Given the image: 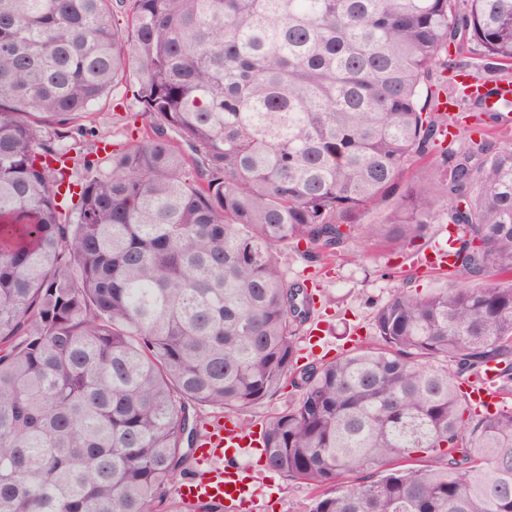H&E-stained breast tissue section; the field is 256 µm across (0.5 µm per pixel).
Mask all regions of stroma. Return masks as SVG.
<instances>
[{"mask_svg": "<svg viewBox=\"0 0 512 512\" xmlns=\"http://www.w3.org/2000/svg\"><path fill=\"white\" fill-rule=\"evenodd\" d=\"M136 108L129 86H119L89 117L70 129L73 138L85 147L86 158L97 171L106 173L108 163L98 162L95 146L99 140L118 145L131 144L130 130ZM289 278L306 280L319 307V334L323 348L311 349L307 333H300L297 346L306 361L317 362L326 352H339L351 341H376L373 317L393 294L403 289L427 292L446 286L448 275L432 273L414 263L412 254L395 255L378 245L352 239L334 256L311 262L302 252L289 251L284 260ZM236 464L253 471V489L260 512H298L313 497L312 485L259 465L252 452L241 453Z\"/></svg>", "mask_w": 512, "mask_h": 512, "instance_id": "stroma-1", "label": "stroma"}]
</instances>
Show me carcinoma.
<instances>
[{
	"label": "carcinoma",
	"instance_id": "cac0c4a2",
	"mask_svg": "<svg viewBox=\"0 0 512 512\" xmlns=\"http://www.w3.org/2000/svg\"><path fill=\"white\" fill-rule=\"evenodd\" d=\"M127 18L0 0V512H170L200 410L288 385L262 448L316 489L301 512H512V108L448 80L512 64V0H128ZM123 82L140 137L79 178L60 141ZM442 93L477 130L441 119ZM417 161L435 176L404 179ZM437 215L464 280L398 291L377 345L298 365L316 309L288 248L404 251ZM490 364L501 401L476 410L463 387Z\"/></svg>",
	"mask_w": 512,
	"mask_h": 512
}]
</instances>
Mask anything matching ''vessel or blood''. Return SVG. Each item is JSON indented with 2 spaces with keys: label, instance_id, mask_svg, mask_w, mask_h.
Returning <instances> with one entry per match:
<instances>
[{
  "label": "vessel or blood",
  "instance_id": "vessel-or-blood-1",
  "mask_svg": "<svg viewBox=\"0 0 512 512\" xmlns=\"http://www.w3.org/2000/svg\"><path fill=\"white\" fill-rule=\"evenodd\" d=\"M447 225H439L430 246L420 257L424 269L447 268L452 262ZM258 432H245L236 417L216 421L199 444L198 471L178 488L186 502L206 501L224 504L227 512H256L258 504L249 483L247 470L220 466L221 458L233 456L240 449L254 447Z\"/></svg>",
  "mask_w": 512,
  "mask_h": 512
}]
</instances>
